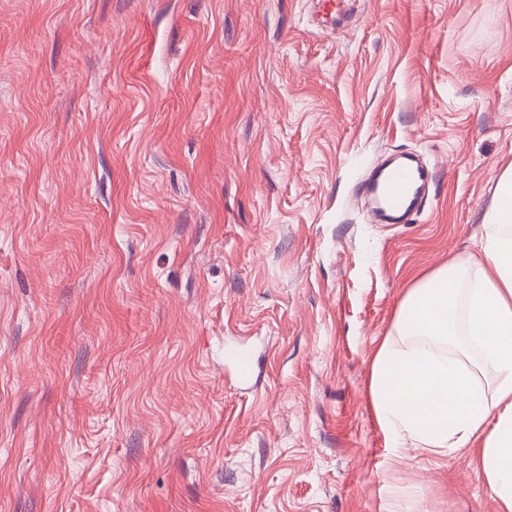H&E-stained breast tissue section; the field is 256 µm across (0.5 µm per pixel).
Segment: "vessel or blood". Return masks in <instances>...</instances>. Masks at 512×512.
<instances>
[{"instance_id": "b4317fda", "label": "vessel or blood", "mask_w": 512, "mask_h": 512, "mask_svg": "<svg viewBox=\"0 0 512 512\" xmlns=\"http://www.w3.org/2000/svg\"><path fill=\"white\" fill-rule=\"evenodd\" d=\"M428 179L429 173L424 168L401 162L377 172L363 191L374 199L382 215L394 221L417 209Z\"/></svg>"}]
</instances>
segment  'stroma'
Masks as SVG:
<instances>
[{"label":"stroma","instance_id":"stroma-1","mask_svg":"<svg viewBox=\"0 0 512 512\" xmlns=\"http://www.w3.org/2000/svg\"><path fill=\"white\" fill-rule=\"evenodd\" d=\"M340 2L0 0V512H497L369 384L512 166V0ZM429 172L409 162L390 164L377 172L363 187L371 196L378 211L393 222L417 209L428 182ZM416 184L412 194L410 188Z\"/></svg>","mask_w":512,"mask_h":512}]
</instances>
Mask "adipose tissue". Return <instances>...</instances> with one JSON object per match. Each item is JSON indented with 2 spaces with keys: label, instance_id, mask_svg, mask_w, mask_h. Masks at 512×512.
Segmentation results:
<instances>
[{
  "label": "adipose tissue",
  "instance_id": "obj_1",
  "mask_svg": "<svg viewBox=\"0 0 512 512\" xmlns=\"http://www.w3.org/2000/svg\"><path fill=\"white\" fill-rule=\"evenodd\" d=\"M383 343L372 406L393 447L481 446L480 471L498 512H512V169L499 177L466 258L422 276ZM478 357H470V349ZM492 382H483L485 373Z\"/></svg>",
  "mask_w": 512,
  "mask_h": 512
}]
</instances>
